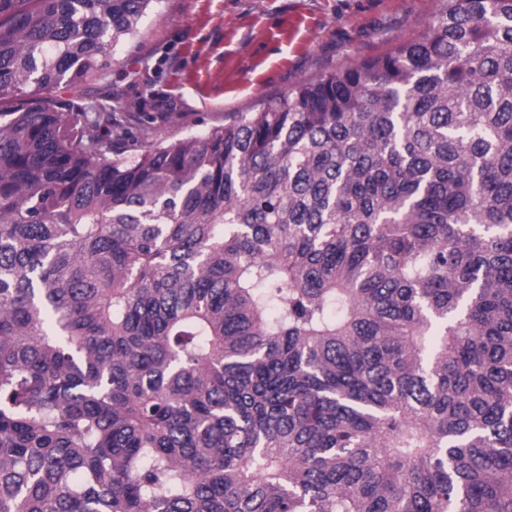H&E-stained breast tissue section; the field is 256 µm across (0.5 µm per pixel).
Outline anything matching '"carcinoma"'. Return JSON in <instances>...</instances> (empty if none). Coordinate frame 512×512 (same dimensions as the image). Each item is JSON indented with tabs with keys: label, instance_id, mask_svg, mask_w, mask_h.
Wrapping results in <instances>:
<instances>
[{
	"label": "carcinoma",
	"instance_id": "cac0c4a2",
	"mask_svg": "<svg viewBox=\"0 0 512 512\" xmlns=\"http://www.w3.org/2000/svg\"><path fill=\"white\" fill-rule=\"evenodd\" d=\"M151 2L0 0V512H512V0L127 156Z\"/></svg>",
	"mask_w": 512,
	"mask_h": 512
}]
</instances>
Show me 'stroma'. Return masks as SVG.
<instances>
[{"label":"stroma","instance_id":"obj_1","mask_svg":"<svg viewBox=\"0 0 512 512\" xmlns=\"http://www.w3.org/2000/svg\"><path fill=\"white\" fill-rule=\"evenodd\" d=\"M439 0H153L105 74L61 84L60 101L148 112L135 153L254 112L302 82L421 35Z\"/></svg>","mask_w":512,"mask_h":512}]
</instances>
